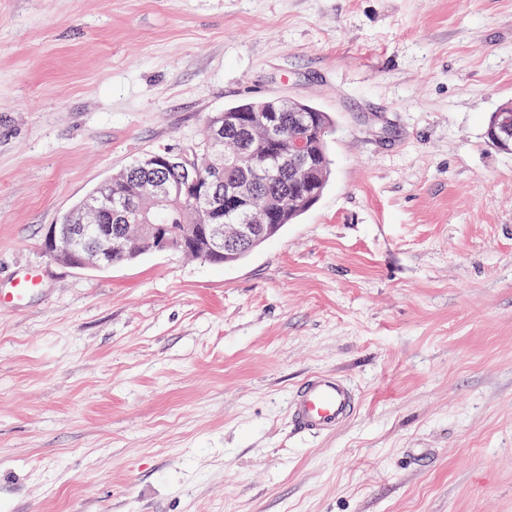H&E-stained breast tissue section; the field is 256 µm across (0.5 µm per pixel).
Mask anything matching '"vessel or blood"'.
<instances>
[{
  "label": "vessel or blood",
  "mask_w": 512,
  "mask_h": 512,
  "mask_svg": "<svg viewBox=\"0 0 512 512\" xmlns=\"http://www.w3.org/2000/svg\"><path fill=\"white\" fill-rule=\"evenodd\" d=\"M39 275L20 279L9 298H0V308L24 303L39 284ZM292 426L303 434H330L346 425L359 409L355 389L334 372H314L304 378L289 396Z\"/></svg>",
  "instance_id": "obj_1"
}]
</instances>
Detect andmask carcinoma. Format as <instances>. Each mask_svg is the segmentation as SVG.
Listing matches in <instances>:
<instances>
[{"label":"carcinoma","mask_w":512,"mask_h":512,"mask_svg":"<svg viewBox=\"0 0 512 512\" xmlns=\"http://www.w3.org/2000/svg\"><path fill=\"white\" fill-rule=\"evenodd\" d=\"M314 115L317 123L311 125L300 120L296 112L286 113L288 128L284 133L285 142L303 140L309 148L306 163L298 170L281 167L261 152L245 163L233 164V159L241 151L240 139L235 134L224 136V141L218 145L212 144L207 137L196 144L195 155L175 159V165L165 173L169 180L218 178L224 183L236 185L239 200L232 206L222 205L217 210L207 212L196 210V200L192 196L185 194L171 198L167 206L154 213L153 223L167 226L172 249L180 250L181 241L193 224H222L226 228L233 224H252L258 211L274 205L280 207L275 212V224H289L299 217L297 213L281 210L288 199V192L297 186L300 179L312 181L316 191L324 190L330 169L326 139L331 122L328 115L318 109L314 110ZM145 176L147 173L135 171L131 166L112 175L105 192L112 196V203H127L128 210L121 215H99L90 208L94 198L99 196L98 186L80 200L73 211L82 212L87 224L122 225L131 245L136 246L140 238L134 227L137 223L135 214L138 209L148 205L139 190L140 180Z\"/></svg>","instance_id":"carcinoma-1"}]
</instances>
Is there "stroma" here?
<instances>
[{"label": "stroma", "mask_w": 512, "mask_h": 512, "mask_svg": "<svg viewBox=\"0 0 512 512\" xmlns=\"http://www.w3.org/2000/svg\"><path fill=\"white\" fill-rule=\"evenodd\" d=\"M327 112L319 200L239 261L41 244L215 113ZM512 0H0V512H512ZM314 371L356 416L300 435ZM430 450L417 462L412 449ZM499 111L496 121L491 125L492 116L488 123L487 137L494 147L512 153V102L504 103ZM39 274H33L28 277L20 279L15 287L12 289L11 296L8 299H1L0 296V308L5 306H12L14 308L23 304L26 298L34 292L39 284ZM288 407L298 433L330 434L356 415L359 397L339 373L314 372L291 392Z\"/></svg>", "instance_id": "1"}]
</instances>
